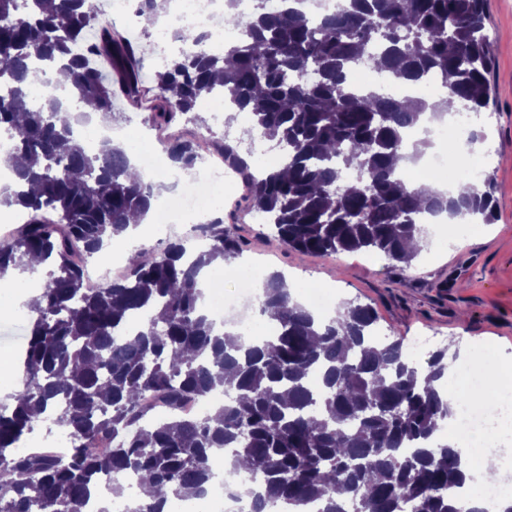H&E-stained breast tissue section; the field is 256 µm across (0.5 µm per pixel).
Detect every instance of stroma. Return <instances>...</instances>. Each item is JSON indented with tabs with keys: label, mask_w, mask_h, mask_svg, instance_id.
I'll list each match as a JSON object with an SVG mask.
<instances>
[{
	"label": "stroma",
	"mask_w": 512,
	"mask_h": 512,
	"mask_svg": "<svg viewBox=\"0 0 512 512\" xmlns=\"http://www.w3.org/2000/svg\"><path fill=\"white\" fill-rule=\"evenodd\" d=\"M110 0H99L102 23L137 44L142 61L141 100L117 98L112 127L147 138L136 112L150 111L162 92L151 46L141 28L114 17ZM488 27L494 35L490 74V137L480 162L492 170L497 203L491 224H455L431 237L411 263L379 253L300 254L287 248L263 224L252 221L250 187L225 200L224 229L242 243L243 257L260 269L292 272L297 281L334 288L342 301L372 305L379 327L414 340L434 336L437 347L456 342L466 358L482 357L512 368V0H488Z\"/></svg>",
	"instance_id": "35a3bbf8"
}]
</instances>
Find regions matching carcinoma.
<instances>
[{"label": "carcinoma", "instance_id": "1", "mask_svg": "<svg viewBox=\"0 0 512 512\" xmlns=\"http://www.w3.org/2000/svg\"><path fill=\"white\" fill-rule=\"evenodd\" d=\"M168 0H137L155 20ZM485 0H344L334 14L314 18L299 8L272 10L253 0L249 15L224 14L236 37L215 56L206 36L180 29L192 46L157 74L164 101L158 125L195 111L219 94L251 115L242 137L283 147L288 173L247 177L250 206L291 249L320 255L377 251L408 265L419 254L424 214L493 222L491 181L460 182L452 195L429 192L396 175L403 132L419 122L428 98L412 109L383 88L360 92L351 74L360 65L391 82L419 83L436 75L446 93L434 114L490 103L492 67ZM94 0H0V130L15 144L5 162L14 183L0 187V205L26 213L20 230L0 239V278L23 270L26 258L45 263L46 284L30 307V339L21 389L0 402V512H85L99 480L112 497L125 479L147 474L150 499L135 497L126 512H168L175 500L205 491L216 454L247 476L254 512H457L469 482L462 452L435 441L448 420V362L443 347L427 367L411 361L404 338L380 342L375 310L344 301L327 324L293 300L285 277L263 282L261 312L277 320L272 335L246 345L215 331L202 308L199 275L241 254L224 219L205 225V246L170 242L159 252L128 257L123 279L89 291L76 253L94 254L121 241L129 216L154 197L149 177L127 152L103 143L88 151L78 135L88 115L70 101L112 111L115 91L91 62L105 54L124 93L140 89V65L128 45L95 29ZM44 92L32 100L34 64ZM314 72L310 82L303 80ZM68 75L61 97L53 73ZM218 152L249 170L237 149ZM168 156L184 170L196 162L190 141ZM357 172L347 179L343 170ZM159 308L139 329L133 316ZM155 394L172 408L224 395L213 414L142 421L141 398ZM63 428L69 452H18L45 422Z\"/></svg>", "mask_w": 512, "mask_h": 512}]
</instances>
